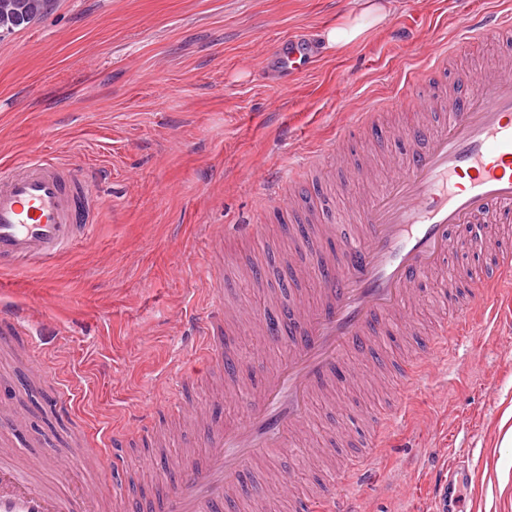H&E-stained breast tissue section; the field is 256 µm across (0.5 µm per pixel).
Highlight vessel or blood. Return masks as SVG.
I'll return each instance as SVG.
<instances>
[{"instance_id":"b4317fda","label":"vessel or blood","mask_w":512,"mask_h":512,"mask_svg":"<svg viewBox=\"0 0 512 512\" xmlns=\"http://www.w3.org/2000/svg\"><path fill=\"white\" fill-rule=\"evenodd\" d=\"M512 29V10L485 8L473 16L465 34L437 44L415 76L423 85L444 72L449 56L466 53L473 43L499 38ZM278 78L309 70L317 55L312 45L291 36L274 49ZM469 93L444 98L447 126L431 130L418 124L403 130L411 150L396 158L384 189L354 202L351 183L341 186L351 199L360 235L345 247L340 263H329L320 281L321 301L313 307L290 306L283 328L291 341L276 369L255 388L241 422L208 428L207 452L197 462L166 458L177 482L160 502L161 512H224L238 490L246 467L258 458L280 453L305 428L313 393H344L373 382L392 397L404 395L420 381L424 363L447 358L448 349L431 340L386 376L377 354L383 326L410 301L420 299L422 285L446 266L451 252L486 255L492 272L461 266L458 278L442 288L454 313L453 330L470 327L485 313V303L501 289L512 288V75L486 71L468 74ZM386 106L369 103L336 137L320 143L306 163L288 173L275 193L287 212L305 209L314 217L322 208L313 194L312 172L321 170V154H337L362 130L376 126ZM88 172L74 173L59 162L39 158L0 170V268L15 270L53 262L84 238L96 197ZM207 312L195 324L193 350L202 362L224 361V308L220 289H212ZM24 309L0 310V335L29 329ZM369 430L357 454L342 458L332 483V512H358L346 490L352 478L375 466L387 430L390 405L370 413ZM0 512H98L87 489L63 490L41 480L37 468H23L0 456Z\"/></svg>"}]
</instances>
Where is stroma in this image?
<instances>
[{
    "label": "stroma",
    "instance_id": "35a3bbf8",
    "mask_svg": "<svg viewBox=\"0 0 512 512\" xmlns=\"http://www.w3.org/2000/svg\"><path fill=\"white\" fill-rule=\"evenodd\" d=\"M489 0H396L384 26L341 52H319L317 66L288 82L273 72L271 53L292 35L318 43L323 29L356 13L354 0H54L43 18L0 39V167L36 157L97 171L100 207L83 240L46 266L0 270V308L33 316V342L51 376L35 395H20L25 434L49 437L41 478L57 486L86 482L73 467L71 432L49 404L65 392L76 423L102 445L141 413L166 415L162 387L173 381L193 319L205 310L204 288L215 227L254 222L261 234L222 246L224 308L234 374L214 366L196 390L177 395L184 412L164 441L134 440L128 466L135 479L124 498L104 492L105 512H144L175 472L148 456L200 458L205 451L199 406L240 419L260 376L286 353L287 339L242 344L256 329L254 269L265 276V304L316 302L289 258L305 262L312 224L284 230L276 203L259 213L267 173L287 177L312 146L335 136L375 98L409 97V73L436 41L464 33ZM512 62V36L449 57L448 77ZM431 99L386 113L375 142L371 177L360 197L380 190L388 156L405 148L400 131L437 117ZM433 301L408 305L391 321L398 357L418 339L404 323L433 331ZM496 322L448 339L451 356L437 360L396 404L389 446L369 477L351 484L368 512H443L437 481L449 465L469 472L453 494L463 512H512V447L503 445L512 407V305L500 302ZM346 411L315 396L307 426L312 443L256 461L244 476L237 512H256L277 480L297 476L295 493L325 500L337 459L356 451L341 440Z\"/></svg>",
    "mask_w": 512,
    "mask_h": 512
}]
</instances>
